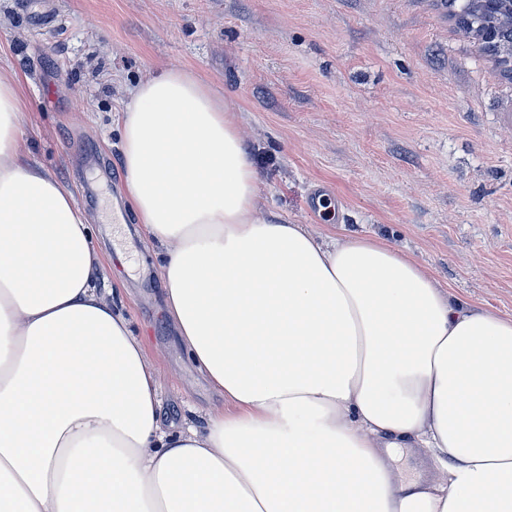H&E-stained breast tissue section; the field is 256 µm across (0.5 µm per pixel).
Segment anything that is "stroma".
<instances>
[{
  "label": "stroma",
  "mask_w": 512,
  "mask_h": 512,
  "mask_svg": "<svg viewBox=\"0 0 512 512\" xmlns=\"http://www.w3.org/2000/svg\"><path fill=\"white\" fill-rule=\"evenodd\" d=\"M441 0H52L33 26L0 0V66L17 72L34 158L111 222L119 112L137 82L183 65L240 106L275 213L413 253L460 299L512 316V80ZM329 210L305 206L311 194ZM106 272L146 338L172 419L220 404L161 301L135 222L101 229Z\"/></svg>",
  "instance_id": "35a3bbf8"
}]
</instances>
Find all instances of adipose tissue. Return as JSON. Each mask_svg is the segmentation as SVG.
Here are the masks:
<instances>
[{
	"label": "adipose tissue",
	"instance_id": "1",
	"mask_svg": "<svg viewBox=\"0 0 512 512\" xmlns=\"http://www.w3.org/2000/svg\"><path fill=\"white\" fill-rule=\"evenodd\" d=\"M0 69V512H512V317L264 205L243 112L162 68L120 116L167 318L224 403L175 425L90 215ZM417 449L427 475L392 461Z\"/></svg>",
	"mask_w": 512,
	"mask_h": 512
}]
</instances>
